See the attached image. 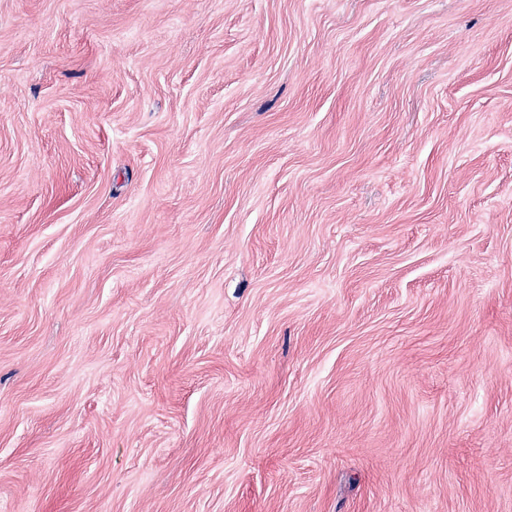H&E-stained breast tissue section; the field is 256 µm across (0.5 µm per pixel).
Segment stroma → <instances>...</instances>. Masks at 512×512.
Here are the masks:
<instances>
[{"instance_id":"obj_1","label":"stroma","mask_w":512,"mask_h":512,"mask_svg":"<svg viewBox=\"0 0 512 512\" xmlns=\"http://www.w3.org/2000/svg\"><path fill=\"white\" fill-rule=\"evenodd\" d=\"M0 512H512V0H0Z\"/></svg>"}]
</instances>
